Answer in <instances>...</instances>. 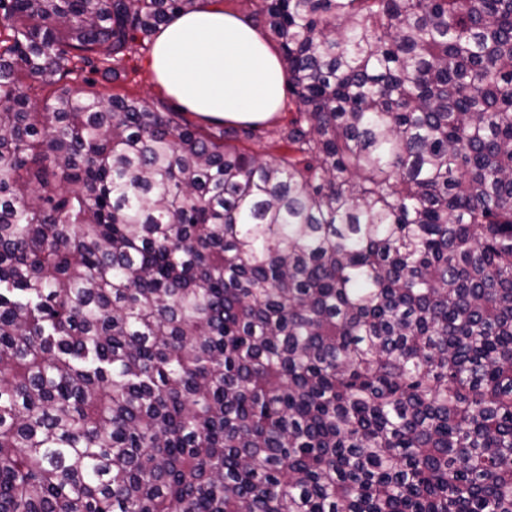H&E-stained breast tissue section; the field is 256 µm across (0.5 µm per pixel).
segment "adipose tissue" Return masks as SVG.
Here are the masks:
<instances>
[{
  "instance_id": "obj_1",
  "label": "adipose tissue",
  "mask_w": 512,
  "mask_h": 512,
  "mask_svg": "<svg viewBox=\"0 0 512 512\" xmlns=\"http://www.w3.org/2000/svg\"><path fill=\"white\" fill-rule=\"evenodd\" d=\"M151 69L172 96L205 117L261 122L282 101L278 55L255 28L215 5L162 26Z\"/></svg>"
}]
</instances>
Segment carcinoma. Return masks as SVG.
<instances>
[{"instance_id": "1", "label": "carcinoma", "mask_w": 512, "mask_h": 512, "mask_svg": "<svg viewBox=\"0 0 512 512\" xmlns=\"http://www.w3.org/2000/svg\"><path fill=\"white\" fill-rule=\"evenodd\" d=\"M210 2L0 0V512H512V0H251L275 154L64 83Z\"/></svg>"}]
</instances>
